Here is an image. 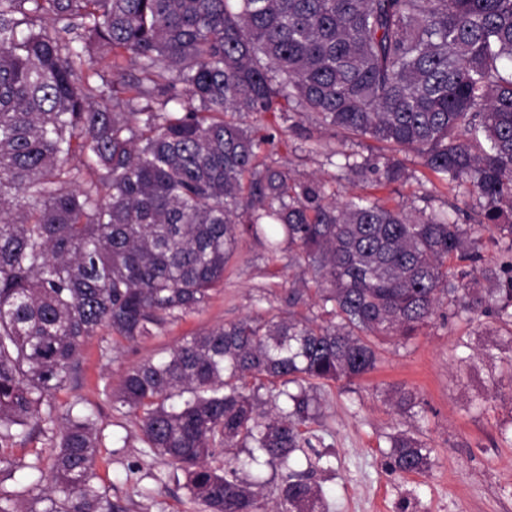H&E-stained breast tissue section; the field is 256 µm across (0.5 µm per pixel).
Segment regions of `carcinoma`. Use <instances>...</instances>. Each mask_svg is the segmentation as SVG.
Here are the masks:
<instances>
[{
    "label": "carcinoma",
    "instance_id": "cac0c4a2",
    "mask_svg": "<svg viewBox=\"0 0 512 512\" xmlns=\"http://www.w3.org/2000/svg\"><path fill=\"white\" fill-rule=\"evenodd\" d=\"M286 108L469 185L478 223L329 201L261 162L274 135L235 116ZM341 155L381 185L405 177ZM493 229L512 236V0H0V466L37 472L26 494L45 503L0 490V512H122L96 483L94 414L55 394L100 329L144 341L200 311L243 234L296 250L288 305L313 295L321 314L187 336L107 397L205 512L263 508L252 464L287 470L269 512H328L330 460L301 430L317 382L368 374L375 340L410 339L444 298L511 323L512 239L490 269L476 249ZM52 432L48 458H12ZM431 453L399 431L386 467L420 474Z\"/></svg>",
    "mask_w": 512,
    "mask_h": 512
}]
</instances>
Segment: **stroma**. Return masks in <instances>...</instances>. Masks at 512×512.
I'll use <instances>...</instances> for the list:
<instances>
[{
  "instance_id": "35a3bbf8",
  "label": "stroma",
  "mask_w": 512,
  "mask_h": 512,
  "mask_svg": "<svg viewBox=\"0 0 512 512\" xmlns=\"http://www.w3.org/2000/svg\"><path fill=\"white\" fill-rule=\"evenodd\" d=\"M244 127L274 134L263 155L268 164L299 176H315L329 198L371 196L409 210H444L468 223L476 200L466 188L436 179L410 152L398 160L407 176L386 186L374 174L350 179L330 164L337 139L311 136L299 115L254 113ZM298 269L289 252L271 255L264 245L243 238L224 271V284L196 313L167 325L138 343L99 332L84 343L73 378L56 394L57 403L78 404L98 419L97 482L124 512H198L181 471L148 454L135 418L113 410L106 389L125 370L160 358L184 337L245 317L310 314L312 300L288 306ZM376 369L363 378L320 386L321 415L305 429L314 448L330 453L331 469L318 481L329 512H512V390L495 391L494 379L512 358V326L487 318L439 313L407 342L379 345ZM412 390L416 416L391 404L396 390ZM419 430L432 450L420 474L386 470L382 452L390 434Z\"/></svg>"
}]
</instances>
